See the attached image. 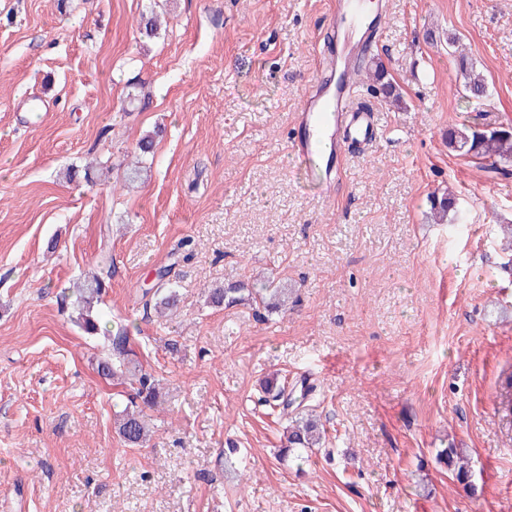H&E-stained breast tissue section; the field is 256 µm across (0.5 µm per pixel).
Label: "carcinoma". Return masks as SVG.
<instances>
[{"label": "carcinoma", "mask_w": 512, "mask_h": 512, "mask_svg": "<svg viewBox=\"0 0 512 512\" xmlns=\"http://www.w3.org/2000/svg\"><path fill=\"white\" fill-rule=\"evenodd\" d=\"M358 69L367 71L375 82L381 81L385 76L382 62L373 61L365 56L358 63ZM463 76L467 98L481 101L489 96L488 85L480 75L472 70H466ZM448 147L461 155L479 158L486 162V168L499 171L502 167L512 164V127L484 130L467 126L452 127L448 129ZM105 287L103 278L96 274L76 284L78 308L76 322L89 333L97 329V323L92 319L91 312L95 304L101 301ZM153 297H155L154 309L161 315L172 311L177 306V291L167 286L166 272L163 270L158 274ZM268 298L271 299V302H267L268 308L278 311L288 302V289L263 290L240 284L234 288L216 286L209 291V301L214 306H233L250 299L266 302ZM127 340L128 336L123 333L112 337V358L100 363V371L109 378L128 380L134 385V397L118 415L115 428L124 442L136 447L143 445L149 435L143 408L152 406L156 401L159 394V380L128 360ZM321 439L322 433L312 415L300 413L291 420L284 451L312 448L319 444ZM442 455L447 457L448 465L457 467L456 480L466 488L472 486L473 472L469 459L455 448L442 451Z\"/></svg>", "instance_id": "1"}]
</instances>
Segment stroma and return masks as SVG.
I'll use <instances>...</instances> for the list:
<instances>
[{
    "label": "stroma",
    "instance_id": "1",
    "mask_svg": "<svg viewBox=\"0 0 512 512\" xmlns=\"http://www.w3.org/2000/svg\"><path fill=\"white\" fill-rule=\"evenodd\" d=\"M371 2L403 104L359 76L383 135L327 194L288 136L329 0H0V512H512V170L446 144L512 127V0ZM466 64L488 101L464 97ZM89 163L100 179H66ZM103 254L91 336L70 289ZM160 270L163 319L143 298ZM269 281L287 310L206 302ZM119 330L161 383L141 447L113 424L130 384L98 371ZM272 376L313 387L319 447L280 456ZM449 446L473 489L437 462ZM166 274L167 273L163 270L159 271L158 282L153 293V297H155L154 309L161 315L176 308L178 302V294L175 288L167 286L168 283L165 280ZM440 458L447 456L448 466L454 465L457 467L455 472L456 480L464 485L465 488L472 487L473 472L469 459L464 456L461 452L457 451V448H448V450L441 451Z\"/></svg>",
    "mask_w": 512,
    "mask_h": 512
}]
</instances>
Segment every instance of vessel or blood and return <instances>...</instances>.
I'll return each mask as SVG.
<instances>
[{
  "mask_svg": "<svg viewBox=\"0 0 512 512\" xmlns=\"http://www.w3.org/2000/svg\"><path fill=\"white\" fill-rule=\"evenodd\" d=\"M330 21L343 36L342 49L323 58L324 77L302 102L295 120L297 134L288 146L307 181L325 192L333 186L331 168L341 163L346 140L372 144L381 136L374 112L352 100L356 60L365 54L379 26L366 15L363 0H336Z\"/></svg>",
  "mask_w": 512,
  "mask_h": 512,
  "instance_id": "obj_1",
  "label": "vessel or blood"
}]
</instances>
